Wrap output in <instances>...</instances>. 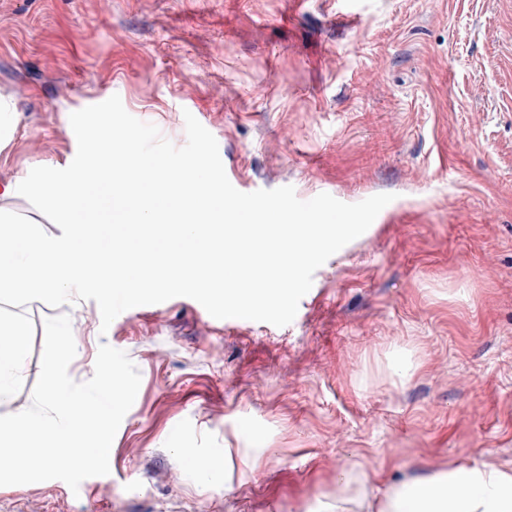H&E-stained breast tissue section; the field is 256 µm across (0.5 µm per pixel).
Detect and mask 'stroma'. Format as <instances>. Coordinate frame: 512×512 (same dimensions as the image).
Listing matches in <instances>:
<instances>
[{"label":"stroma","mask_w":512,"mask_h":512,"mask_svg":"<svg viewBox=\"0 0 512 512\" xmlns=\"http://www.w3.org/2000/svg\"><path fill=\"white\" fill-rule=\"evenodd\" d=\"M1 95L0 182L67 167L71 114L116 95L177 146L191 112L240 191L395 199L284 327L38 303L0 415L31 405L61 313L74 381L106 343L141 383L109 475L2 486L0 512H360L367 466L512 470V0H0Z\"/></svg>","instance_id":"obj_1"}]
</instances>
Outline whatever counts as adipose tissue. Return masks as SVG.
<instances>
[{"label":"adipose tissue","mask_w":512,"mask_h":512,"mask_svg":"<svg viewBox=\"0 0 512 512\" xmlns=\"http://www.w3.org/2000/svg\"><path fill=\"white\" fill-rule=\"evenodd\" d=\"M7 345H0V400L18 374L26 348L27 324L15 319L5 328ZM365 512H512V472L465 462L425 476H410L388 485L381 501Z\"/></svg>","instance_id":"obj_1"}]
</instances>
